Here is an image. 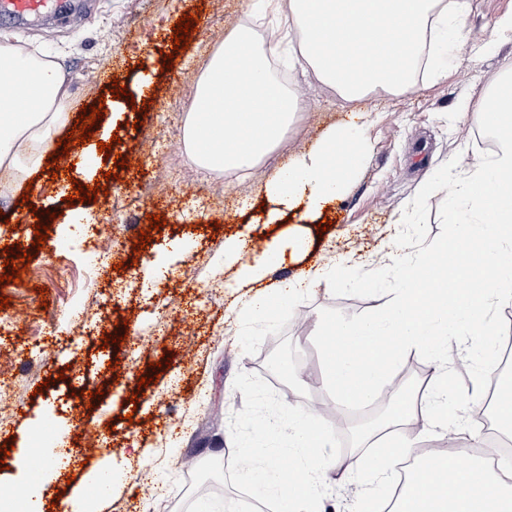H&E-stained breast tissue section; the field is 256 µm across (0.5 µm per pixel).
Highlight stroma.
Here are the masks:
<instances>
[{
    "label": "stroma",
    "mask_w": 512,
    "mask_h": 512,
    "mask_svg": "<svg viewBox=\"0 0 512 512\" xmlns=\"http://www.w3.org/2000/svg\"><path fill=\"white\" fill-rule=\"evenodd\" d=\"M251 0H97L93 11L54 26L0 24V41L21 38L32 50L60 57L67 73L69 112L56 139L66 142L76 126L77 105L95 106L113 86L127 88L113 110H104L91 141L75 146L89 160L74 176L44 159L29 181L0 200V229L12 226L15 244L32 261L21 280L0 284L9 300L0 310V350L17 361L13 393L0 405V484L31 483L41 512H58L54 501L84 512H278L275 499L254 482L249 448L287 452L282 421L294 406L328 436L326 455L345 459L369 454L376 441L356 436L360 416L326 393L313 334L319 312L346 316L378 307L376 297L334 296L326 281H311L272 316L255 317L250 302L261 283L289 281L308 269L342 264L369 271L391 265L404 208L434 172L459 157L458 173L470 174L496 140L481 135L475 114L485 93L512 58V42L497 40L495 23L512 12V0H472L462 32L464 47L448 62L447 76L422 70L402 94L378 92L346 102L311 72L275 63L272 73L305 100L284 137L251 171L225 174L200 169L183 141L202 63L233 30L249 23ZM206 19L190 32L185 51L174 52L176 21ZM145 92H138V85ZM371 109V150L336 203L321 217L293 210L268 223L260 187L275 167L310 147L330 126L354 121ZM110 142L114 155L100 153ZM129 160L117 168L118 157ZM118 170L111 197L67 202L74 184L95 185ZM201 191L202 207L190 209L186 190ZM49 216L53 240L79 238L81 221L109 230L115 240L96 281L71 252L35 248L29 207ZM165 223L142 251L125 221ZM331 228L320 230V219ZM250 237L251 252L231 246ZM287 245L285 260L263 282L244 280L254 254ZM294 355L295 382L268 369L274 355ZM151 376L147 386L141 377ZM92 396L91 405L82 397ZM476 431L430 434L416 411L399 434L432 436L462 448L480 444L485 428L502 427L496 407L478 401L467 413ZM54 431L41 448L31 435L44 420ZM94 436L105 451L87 464L57 470L60 446ZM223 449L222 469L210 472L220 492L198 487L196 461ZM45 464L30 481L29 461ZM323 455V456H326ZM323 456H310L318 466ZM146 471L156 488L142 494L136 474Z\"/></svg>",
    "instance_id": "1"
}]
</instances>
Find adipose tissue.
I'll return each instance as SVG.
<instances>
[{
    "label": "adipose tissue",
    "instance_id": "1",
    "mask_svg": "<svg viewBox=\"0 0 512 512\" xmlns=\"http://www.w3.org/2000/svg\"><path fill=\"white\" fill-rule=\"evenodd\" d=\"M470 0H254V11L269 18L267 40L239 29L204 61L183 139L194 161L207 170L240 172L257 165L278 145L304 108L300 95L267 72L270 55L287 50L293 65L311 69L349 102L381 89L401 92L414 83L413 69L426 52L455 51L458 38L449 23H462ZM24 94L26 105L14 109ZM67 78L62 63L23 54L16 43L0 41V167L17 177L37 169L68 120ZM368 112L356 121L330 127L311 147L292 157L265 182L276 206L305 205L316 213L343 196L349 176L369 152ZM344 161H337V153ZM291 452L296 467L284 466L277 451L254 449L264 458V482L279 490L284 512H323L312 491L315 470L304 460L308 448L327 439L313 431L297 410H289ZM405 441L384 448L377 461L353 456L337 462L342 476H385L399 458L413 454ZM512 512V486H505L476 460L452 455L421 456L397 512Z\"/></svg>",
    "mask_w": 512,
    "mask_h": 512
}]
</instances>
